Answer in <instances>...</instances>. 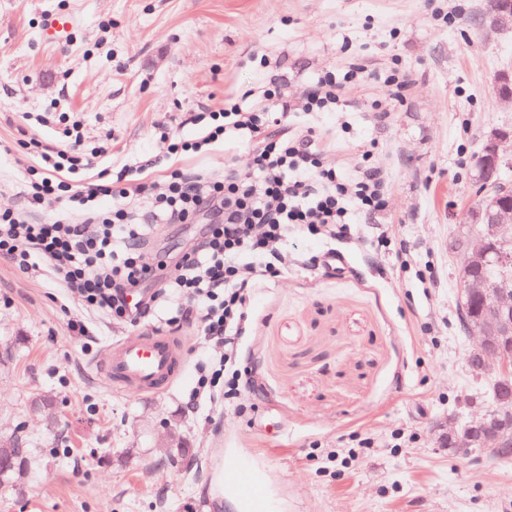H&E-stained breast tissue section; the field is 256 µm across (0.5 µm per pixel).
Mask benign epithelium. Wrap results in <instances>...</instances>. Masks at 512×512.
<instances>
[{
	"mask_svg": "<svg viewBox=\"0 0 512 512\" xmlns=\"http://www.w3.org/2000/svg\"><path fill=\"white\" fill-rule=\"evenodd\" d=\"M491 31L512 29V8L498 5L484 17ZM512 132L498 129L487 137L477 165L478 182L493 198L471 207L465 214L470 231L459 235L453 252L463 257L460 269L462 306L476 301L477 314L466 321L468 335L478 338L473 368L490 377L497 387L512 378V188L501 183L504 158L500 144ZM440 447H480L488 457H512V410L494 402L479 417L461 425H436Z\"/></svg>",
	"mask_w": 512,
	"mask_h": 512,
	"instance_id": "1",
	"label": "benign epithelium"
}]
</instances>
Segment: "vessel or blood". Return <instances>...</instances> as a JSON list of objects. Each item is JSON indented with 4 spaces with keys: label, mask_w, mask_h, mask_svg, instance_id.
<instances>
[{
    "label": "vessel or blood",
    "mask_w": 512,
    "mask_h": 512,
    "mask_svg": "<svg viewBox=\"0 0 512 512\" xmlns=\"http://www.w3.org/2000/svg\"><path fill=\"white\" fill-rule=\"evenodd\" d=\"M184 362V349L175 337L150 333L114 343L101 371L117 385L148 393L170 383Z\"/></svg>",
    "instance_id": "vessel-or-blood-1"
}]
</instances>
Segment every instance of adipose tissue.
<instances>
[{
  "instance_id": "obj_1",
  "label": "adipose tissue",
  "mask_w": 512,
  "mask_h": 512,
  "mask_svg": "<svg viewBox=\"0 0 512 512\" xmlns=\"http://www.w3.org/2000/svg\"><path fill=\"white\" fill-rule=\"evenodd\" d=\"M224 505L227 512H283L265 466L241 454L226 451Z\"/></svg>"
}]
</instances>
